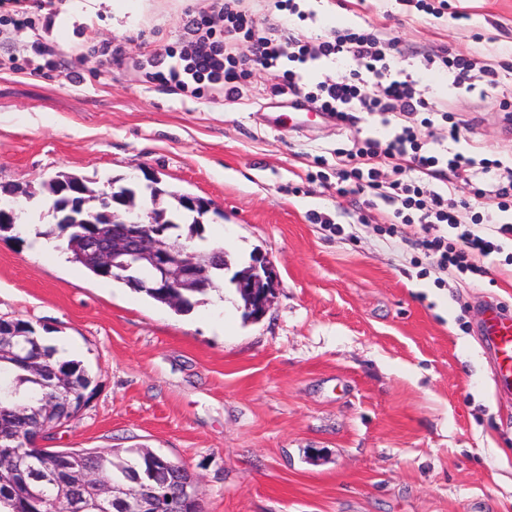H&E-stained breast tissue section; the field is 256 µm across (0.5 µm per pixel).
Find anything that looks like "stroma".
Returning <instances> with one entry per match:
<instances>
[{"instance_id": "obj_1", "label": "stroma", "mask_w": 512, "mask_h": 512, "mask_svg": "<svg viewBox=\"0 0 512 512\" xmlns=\"http://www.w3.org/2000/svg\"><path fill=\"white\" fill-rule=\"evenodd\" d=\"M243 0L260 27L309 38L364 28L397 38V68L468 123L459 150L512 164V0H448L435 17L397 0ZM204 0H51L30 28L0 25V194L35 213L21 239L0 236V319L67 341L93 394L46 447L147 448L197 478L204 512H512V393L496 390L482 336L489 308L512 314V263L475 278L438 275L420 225L385 232L392 208L336 191L335 152L389 128L358 112L339 125L267 96H193L146 82L139 63L176 43ZM126 43L116 66L102 53ZM47 50L29 72L34 47ZM500 69L468 92L424 58L443 50ZM324 156L327 166L317 167ZM71 173L95 193L132 188L142 213L175 194L205 200L198 232L223 225L232 269L263 258L265 313L244 314L234 285L177 313L89 274L62 252L33 256L29 235L54 218L50 179ZM159 181L166 194L151 200ZM324 223L311 221V213ZM444 285H437V277ZM224 328L208 324L216 302Z\"/></svg>"}]
</instances>
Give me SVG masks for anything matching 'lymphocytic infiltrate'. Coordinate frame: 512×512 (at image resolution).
Segmentation results:
<instances>
[{
    "instance_id": "obj_1",
    "label": "lymphocytic infiltrate",
    "mask_w": 512,
    "mask_h": 512,
    "mask_svg": "<svg viewBox=\"0 0 512 512\" xmlns=\"http://www.w3.org/2000/svg\"><path fill=\"white\" fill-rule=\"evenodd\" d=\"M395 39L358 29L337 30L331 36L312 41L283 37L276 29L261 32L255 16L241 9L240 0H211L208 7L191 10L177 45H167L148 54L140 63L148 82L172 84L188 90L190 84L222 90L225 98L239 100L247 92L252 67H276L280 59L292 61L291 69L277 77L272 96L287 99L291 108L306 107L346 121L356 109L379 117L381 123L400 119L399 129L387 140L357 137L351 149L337 152L336 174L342 194L366 196L367 206L376 200L394 204L388 233L398 225L419 223L423 227L443 224L454 229V237L427 235L419 241L425 256L441 272L482 275L477 257L501 253L503 240L512 241V221H498L495 236L479 233L465 219L467 202L452 205L447 193L424 190L420 175L442 171L453 173L473 169L491 170L490 160L476 152L447 154L426 148L408 120L419 113L439 116L448 125V137L460 141L462 129L448 110L439 108L416 80L393 69L390 61L398 54ZM346 59L354 67L349 74L307 80L304 64ZM448 70L458 84L475 88L494 83L496 72L478 58L444 52L432 60Z\"/></svg>"
}]
</instances>
